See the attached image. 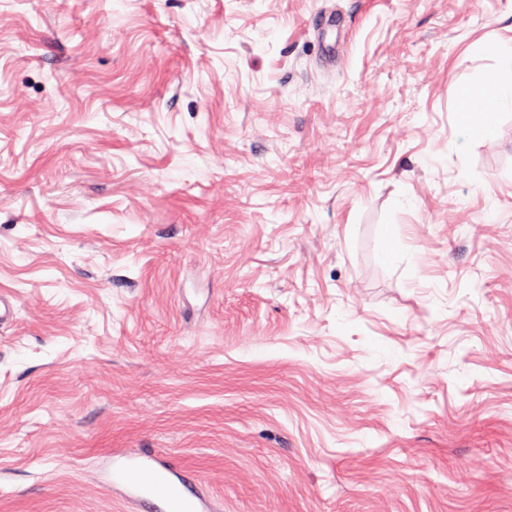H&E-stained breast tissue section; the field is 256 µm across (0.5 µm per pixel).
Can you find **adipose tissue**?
I'll return each instance as SVG.
<instances>
[{
  "instance_id": "1",
  "label": "adipose tissue",
  "mask_w": 512,
  "mask_h": 512,
  "mask_svg": "<svg viewBox=\"0 0 512 512\" xmlns=\"http://www.w3.org/2000/svg\"><path fill=\"white\" fill-rule=\"evenodd\" d=\"M508 106L512 107V78L496 73L488 74L479 86L462 85L456 91L458 121L469 137H495L497 116Z\"/></svg>"
}]
</instances>
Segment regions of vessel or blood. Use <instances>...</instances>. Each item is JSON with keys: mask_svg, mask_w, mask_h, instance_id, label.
<instances>
[{"mask_svg": "<svg viewBox=\"0 0 512 512\" xmlns=\"http://www.w3.org/2000/svg\"><path fill=\"white\" fill-rule=\"evenodd\" d=\"M112 482L132 504L151 503L157 512H213L211 498L192 488L181 469L159 454L141 455L117 464Z\"/></svg>", "mask_w": 512, "mask_h": 512, "instance_id": "obj_1", "label": "vessel or blood"}]
</instances>
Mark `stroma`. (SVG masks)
I'll use <instances>...</instances> for the list:
<instances>
[{
    "instance_id": "35a3bbf8",
    "label": "stroma",
    "mask_w": 512,
    "mask_h": 512,
    "mask_svg": "<svg viewBox=\"0 0 512 512\" xmlns=\"http://www.w3.org/2000/svg\"><path fill=\"white\" fill-rule=\"evenodd\" d=\"M512 0H0V512H512ZM507 106L512 108V77L491 73L479 86L462 85L456 91L458 121L467 137H495L497 116ZM112 483L124 489L132 505L149 502L161 512H212L214 509L209 495L192 488L179 466L159 454H140L136 459L117 464Z\"/></svg>"
}]
</instances>
